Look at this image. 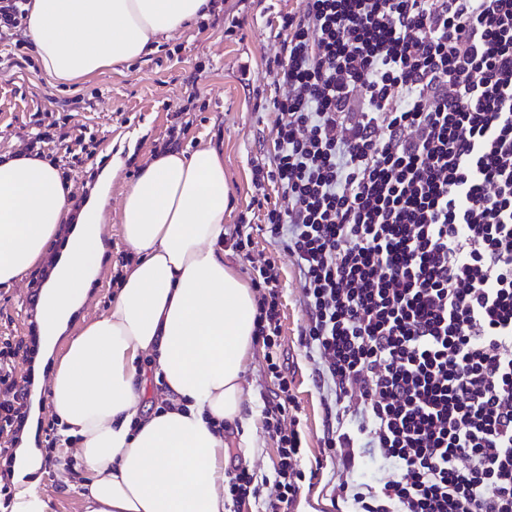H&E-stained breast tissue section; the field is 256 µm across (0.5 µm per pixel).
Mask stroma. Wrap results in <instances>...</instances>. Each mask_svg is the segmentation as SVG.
I'll return each instance as SVG.
<instances>
[{"instance_id": "35a3bbf8", "label": "stroma", "mask_w": 512, "mask_h": 512, "mask_svg": "<svg viewBox=\"0 0 512 512\" xmlns=\"http://www.w3.org/2000/svg\"><path fill=\"white\" fill-rule=\"evenodd\" d=\"M208 18L198 20L174 37H160L153 50L138 59L112 65L71 85L56 83L42 72L22 28L0 35V55L14 54L15 63L0 68V152L28 144L29 132L40 127L52 138L82 135V143L55 146L49 152L83 194L90 173L114 159L123 166L112 183L108 219L103 227L112 261L103 263L92 285L84 312L86 319L104 313L118 290L113 277L115 259L126 253L121 229L123 194L150 154L162 150L168 129L180 111H187L190 126L179 134L177 147L193 152L209 145L224 157L229 205L228 225L247 219L252 226L254 258L275 260L281 269L282 329L277 357L287 376L300 420L303 448L298 466L313 474L302 485L285 512H336L327 486L334 461L323 447L325 409L314 387L312 364L301 344L305 315L300 304L297 274L287 256L263 234V214L249 207L253 169L271 159L273 116L261 106L275 93L270 65L280 51L276 21L301 12L303 0H213ZM236 15L241 25L228 32L225 19ZM89 151L84 165L72 157ZM29 288L21 283L0 286V336L27 335L30 322ZM267 348L255 344L244 375L246 410L252 418L257 450L243 458L236 433L226 434L229 468H246L257 477H272L279 460L275 437L263 426V400L278 389L266 367ZM83 475L60 470L47 462L38 487L48 512H83L80 485Z\"/></svg>"}]
</instances>
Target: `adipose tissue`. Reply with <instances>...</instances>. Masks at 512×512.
<instances>
[{
    "label": "adipose tissue",
    "instance_id": "adipose-tissue-1",
    "mask_svg": "<svg viewBox=\"0 0 512 512\" xmlns=\"http://www.w3.org/2000/svg\"><path fill=\"white\" fill-rule=\"evenodd\" d=\"M210 0H27L24 36L44 74L71 83L149 54L152 42L208 17ZM103 169L84 201L55 163L0 152V284L27 280L64 239L35 311L37 366L64 458L84 471V512H228L223 426L239 423L252 455L244 373L257 302L219 241L229 188L213 147L160 151L123 197L122 237L138 255L108 310L73 330L106 251L112 182ZM64 352H57V344ZM44 455L21 433L12 512H46L27 475Z\"/></svg>",
    "mask_w": 512,
    "mask_h": 512
}]
</instances>
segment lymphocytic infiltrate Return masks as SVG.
Masks as SVG:
<instances>
[{"label":"lymphocytic infiltrate","instance_id":"1","mask_svg":"<svg viewBox=\"0 0 512 512\" xmlns=\"http://www.w3.org/2000/svg\"><path fill=\"white\" fill-rule=\"evenodd\" d=\"M304 2L279 25L288 92L253 202L298 275L343 512H512V0ZM252 286L255 340L276 347L274 261ZM36 351L0 336V434L27 423ZM267 368L272 491L238 468L227 493L281 512L302 440Z\"/></svg>","mask_w":512,"mask_h":512}]
</instances>
